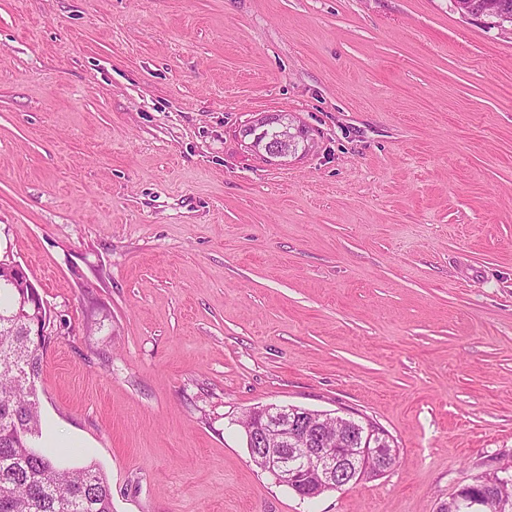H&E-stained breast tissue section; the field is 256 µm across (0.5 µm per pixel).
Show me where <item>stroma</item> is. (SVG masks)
<instances>
[{
	"label": "stroma",
	"instance_id": "35a3bbf8",
	"mask_svg": "<svg viewBox=\"0 0 512 512\" xmlns=\"http://www.w3.org/2000/svg\"><path fill=\"white\" fill-rule=\"evenodd\" d=\"M288 113L311 150L250 151ZM0 261L56 337L42 441L113 512H437L512 461V31L453 0H0ZM269 404L376 423L300 498ZM288 408L291 407L269 405L260 411L265 421L269 414L277 411L282 413V419L270 425L263 424L259 428L263 434L264 428L277 432L282 448H263L259 443V434L254 431V434L248 433L251 461L287 487L296 488L301 485L302 465L298 464L297 456L312 459L315 464L312 480L317 481L318 489L314 494L324 488L338 489L349 484H359L364 480V470L375 468L384 473L394 465H389V461L395 460L398 450L380 448L387 440L386 435L379 431L371 432L366 440L361 441L360 448H353L354 452L350 453L346 448H334L333 443L319 434L313 427L314 415L311 412L295 410L288 416Z\"/></svg>",
	"mask_w": 512,
	"mask_h": 512
}]
</instances>
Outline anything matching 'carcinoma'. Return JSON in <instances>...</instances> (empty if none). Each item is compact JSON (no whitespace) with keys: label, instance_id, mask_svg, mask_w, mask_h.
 Instances as JSON below:
<instances>
[{"label":"carcinoma","instance_id":"1","mask_svg":"<svg viewBox=\"0 0 512 512\" xmlns=\"http://www.w3.org/2000/svg\"><path fill=\"white\" fill-rule=\"evenodd\" d=\"M22 288L0 286V512H112L108 480L94 463L65 468L46 449L32 384L54 342L51 329L35 336L17 313Z\"/></svg>","mask_w":512,"mask_h":512}]
</instances>
